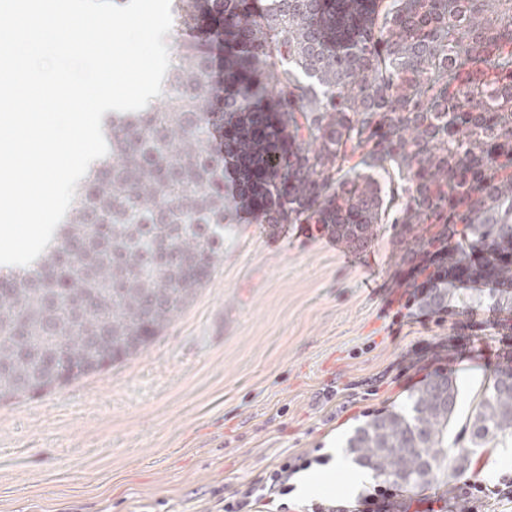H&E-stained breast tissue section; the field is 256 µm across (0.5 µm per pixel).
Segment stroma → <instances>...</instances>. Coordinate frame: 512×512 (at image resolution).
I'll use <instances>...</instances> for the list:
<instances>
[{"label": "stroma", "mask_w": 512, "mask_h": 512, "mask_svg": "<svg viewBox=\"0 0 512 512\" xmlns=\"http://www.w3.org/2000/svg\"><path fill=\"white\" fill-rule=\"evenodd\" d=\"M424 225H382L363 251L305 224L244 218L211 281L145 351L69 385L0 402V512H216L215 488L244 490L284 457L345 448L373 416L401 409L441 351L459 387L448 445L491 388L512 335L484 288L406 306ZM442 468L406 512H461L458 485L512 476ZM492 446V447H493Z\"/></svg>", "instance_id": "1"}]
</instances>
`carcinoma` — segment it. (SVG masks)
<instances>
[{"label":"carcinoma","instance_id":"carcinoma-1","mask_svg":"<svg viewBox=\"0 0 512 512\" xmlns=\"http://www.w3.org/2000/svg\"><path fill=\"white\" fill-rule=\"evenodd\" d=\"M160 105L110 112L97 160L44 252L0 277V401L142 353L224 260L241 212L318 224L362 250L379 225L437 280L498 289L512 332V0H171ZM456 380L347 447L422 486L448 457ZM512 438V367L471 414V447Z\"/></svg>","mask_w":512,"mask_h":512}]
</instances>
